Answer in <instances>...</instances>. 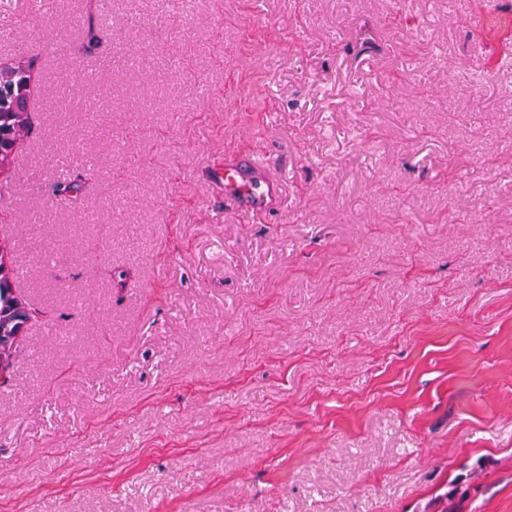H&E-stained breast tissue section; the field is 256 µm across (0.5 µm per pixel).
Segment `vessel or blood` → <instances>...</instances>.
<instances>
[{"mask_svg": "<svg viewBox=\"0 0 512 512\" xmlns=\"http://www.w3.org/2000/svg\"><path fill=\"white\" fill-rule=\"evenodd\" d=\"M209 179L225 199L233 201L242 215H259L278 201L279 171L271 169L266 157L250 151L225 160L223 165H208Z\"/></svg>", "mask_w": 512, "mask_h": 512, "instance_id": "obj_1", "label": "vessel or blood"}]
</instances>
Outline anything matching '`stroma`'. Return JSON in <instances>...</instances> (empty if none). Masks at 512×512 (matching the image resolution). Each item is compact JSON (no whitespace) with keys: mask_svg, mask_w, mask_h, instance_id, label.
Returning <instances> with one entry per match:
<instances>
[{"mask_svg":"<svg viewBox=\"0 0 512 512\" xmlns=\"http://www.w3.org/2000/svg\"><path fill=\"white\" fill-rule=\"evenodd\" d=\"M51 2L0 512H512V0ZM207 172L219 194L224 193V198L233 201L244 216L262 214L277 204L281 173L271 169L259 152H245L225 160L223 167L212 163Z\"/></svg>","mask_w":512,"mask_h":512,"instance_id":"stroma-1","label":"stroma"}]
</instances>
